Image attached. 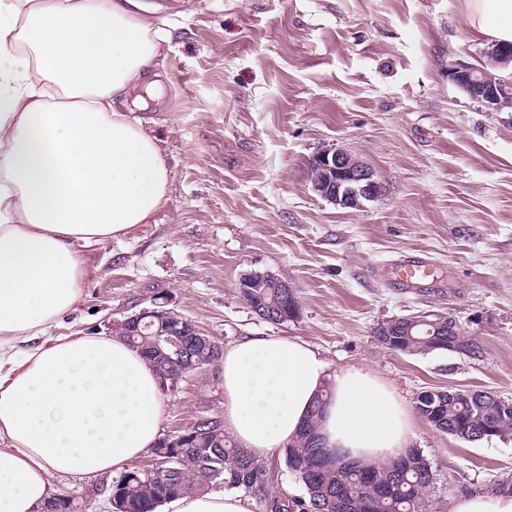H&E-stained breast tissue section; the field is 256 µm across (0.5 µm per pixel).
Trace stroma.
<instances>
[{"mask_svg": "<svg viewBox=\"0 0 512 512\" xmlns=\"http://www.w3.org/2000/svg\"><path fill=\"white\" fill-rule=\"evenodd\" d=\"M155 2L170 38L137 115L173 171L170 202L87 253L84 298L53 335L106 332L161 295L220 345L298 337L411 407L431 389L512 398V110L486 111L448 78L488 45L464 35L467 0ZM333 148L371 168L378 199L342 209L313 192L307 163ZM420 254L437 279L398 287L390 262ZM252 271L288 280L298 319L252 313L238 294ZM429 310L450 313L479 354L378 342L381 321ZM206 404L224 407L214 367L165 396V430ZM413 421L434 474L429 512L512 477V436L467 442Z\"/></svg>", "mask_w": 512, "mask_h": 512, "instance_id": "35a3bbf8", "label": "stroma"}]
</instances>
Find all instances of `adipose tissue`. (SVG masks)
Masks as SVG:
<instances>
[{
    "mask_svg": "<svg viewBox=\"0 0 512 512\" xmlns=\"http://www.w3.org/2000/svg\"><path fill=\"white\" fill-rule=\"evenodd\" d=\"M473 35L512 43V0H467ZM148 0H0V512H42L57 481L127 471L164 435L163 385L123 338L50 330L83 300L82 250L132 234L169 201L157 139L124 112L158 85L169 35ZM25 48L29 65L6 55ZM224 429L259 462L327 398L323 448L366 465L407 453V404L300 338L250 336L220 362ZM192 491L162 512H251Z\"/></svg>",
    "mask_w": 512,
    "mask_h": 512,
    "instance_id": "1",
    "label": "adipose tissue"
}]
</instances>
